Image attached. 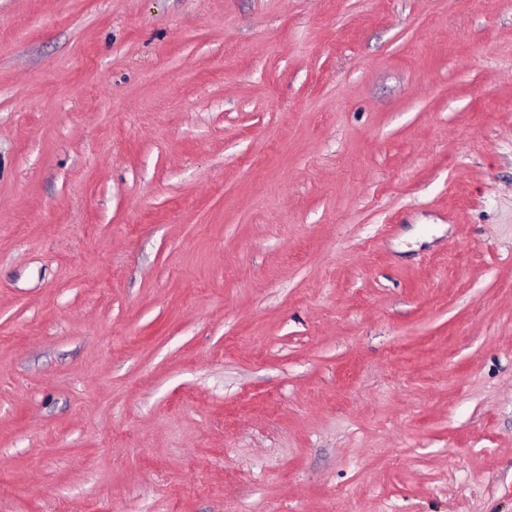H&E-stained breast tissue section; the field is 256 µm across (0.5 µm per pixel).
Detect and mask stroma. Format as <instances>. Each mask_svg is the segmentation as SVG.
<instances>
[{
	"label": "stroma",
	"instance_id": "obj_1",
	"mask_svg": "<svg viewBox=\"0 0 512 512\" xmlns=\"http://www.w3.org/2000/svg\"><path fill=\"white\" fill-rule=\"evenodd\" d=\"M0 512H512V0H0Z\"/></svg>",
	"mask_w": 512,
	"mask_h": 512
}]
</instances>
